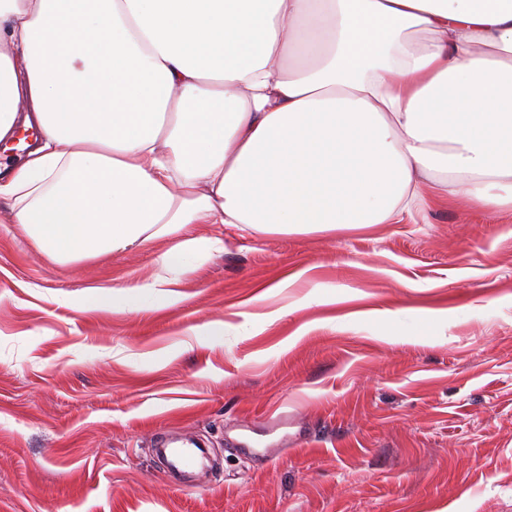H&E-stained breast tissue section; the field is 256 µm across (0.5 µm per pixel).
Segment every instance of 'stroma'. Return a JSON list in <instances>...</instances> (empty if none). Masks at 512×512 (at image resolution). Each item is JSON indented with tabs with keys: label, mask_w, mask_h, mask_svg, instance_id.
<instances>
[{
	"label": "stroma",
	"mask_w": 512,
	"mask_h": 512,
	"mask_svg": "<svg viewBox=\"0 0 512 512\" xmlns=\"http://www.w3.org/2000/svg\"><path fill=\"white\" fill-rule=\"evenodd\" d=\"M192 230L170 300L135 290L164 244L61 265L0 224V512H512V209ZM161 454L166 458L168 465L172 471L182 472L194 468L204 451L198 445L193 444L190 440L183 441L177 447L159 448Z\"/></svg>",
	"instance_id": "stroma-1"
}]
</instances>
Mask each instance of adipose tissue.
I'll list each match as a JSON object with an SVG mask.
<instances>
[{"instance_id":"obj_1","label":"adipose tissue","mask_w":512,"mask_h":512,"mask_svg":"<svg viewBox=\"0 0 512 512\" xmlns=\"http://www.w3.org/2000/svg\"><path fill=\"white\" fill-rule=\"evenodd\" d=\"M0 223L57 264L512 205V0H0Z\"/></svg>"}]
</instances>
